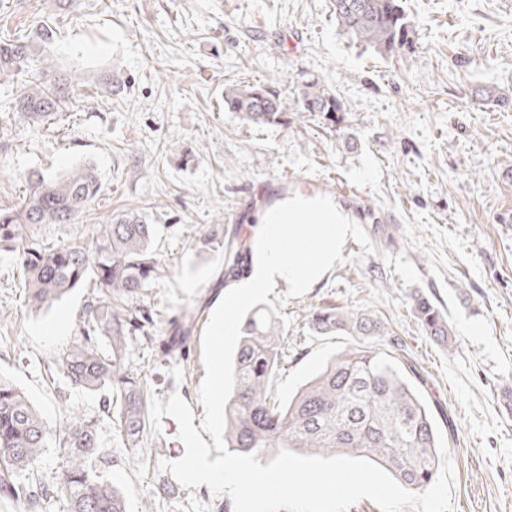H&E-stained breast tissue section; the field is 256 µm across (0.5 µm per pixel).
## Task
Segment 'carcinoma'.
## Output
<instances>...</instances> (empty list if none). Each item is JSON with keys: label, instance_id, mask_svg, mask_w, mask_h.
I'll use <instances>...</instances> for the list:
<instances>
[{"label": "carcinoma", "instance_id": "cac0c4a2", "mask_svg": "<svg viewBox=\"0 0 512 512\" xmlns=\"http://www.w3.org/2000/svg\"><path fill=\"white\" fill-rule=\"evenodd\" d=\"M338 27L381 54L414 51L415 31L401 0H333ZM39 45L26 36L0 37V77L22 84L12 106L18 117L34 123L50 120L69 103L67 78L48 79L33 69ZM224 108L248 123L278 124L288 111L317 113L336 121V95L317 78L302 83L293 104L273 84L224 90ZM101 183L91 165L59 177L31 180L23 206L0 211V247L17 254L26 278L28 304L50 307L93 278L91 300L80 318L78 334L49 368L71 385L101 393L99 414L120 427L130 447L139 443L149 419L145 384L125 367L128 337L153 320L129 305L163 270L152 251L154 225L136 211L94 225L91 235L59 246L40 236L42 224H66L98 194ZM224 274L243 271L244 245L237 237L219 239ZM413 312L422 329L451 347L455 339L440 309L422 294ZM318 336H385L381 324L358 310L318 309L310 313ZM191 324L179 327L163 344L164 358L187 354ZM284 330L271 320L263 327L258 313L244 326L234 360L236 384L225 406V447L240 454L274 457L278 449L302 454L352 455L390 471L404 486L426 490L439 469V430L424 395L426 379L402 356L394 337L381 343L360 341L326 366L291 399L278 403L269 386L279 370ZM48 448L59 451L61 474L52 488L35 474ZM112 463L101 448L97 423L71 417L63 430L53 428L10 381L0 377V494L34 512L56 492L66 512H127L123 493L98 474Z\"/></svg>", "mask_w": 512, "mask_h": 512}]
</instances>
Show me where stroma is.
I'll return each mask as SVG.
<instances>
[{
    "label": "stroma",
    "instance_id": "stroma-1",
    "mask_svg": "<svg viewBox=\"0 0 512 512\" xmlns=\"http://www.w3.org/2000/svg\"><path fill=\"white\" fill-rule=\"evenodd\" d=\"M402 5L411 55L343 35L332 0H0V31L32 37L48 25L41 59L82 80L75 107L41 125L13 114L16 86L0 81V209L21 205L32 175L91 164L99 193L75 223L40 225L44 238L66 243L122 211L150 218L165 272L133 304L158 331L128 341L125 365L161 401L179 393L198 426L201 338L227 287L221 248L200 237L218 225L246 239L257 208L300 185L336 198L359 220L340 264L306 293L271 296L288 336L272 393L288 400L354 343L314 335L309 312H369L422 367L427 399L454 425L440 450L454 512H512V107L482 101L512 95V0ZM109 75L123 94L101 89ZM312 75L342 104L335 123L292 114L250 125L224 108L226 87L273 80L292 100ZM419 293L445 314L454 347L421 329ZM90 298L85 284L32 310L14 252L0 249V377L60 427L99 410V394L48 370ZM62 316L68 328L53 334ZM173 321L192 331L187 358L168 361L161 329ZM98 436L128 512H233L228 495L161 469L185 453L171 417L134 448L111 421L99 420Z\"/></svg>",
    "mask_w": 512,
    "mask_h": 512
}]
</instances>
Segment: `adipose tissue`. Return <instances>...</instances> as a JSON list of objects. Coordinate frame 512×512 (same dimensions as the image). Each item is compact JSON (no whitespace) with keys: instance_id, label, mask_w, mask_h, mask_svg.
I'll use <instances>...</instances> for the list:
<instances>
[{"instance_id":"ef3b65f1","label":"adipose tissue","mask_w":512,"mask_h":512,"mask_svg":"<svg viewBox=\"0 0 512 512\" xmlns=\"http://www.w3.org/2000/svg\"><path fill=\"white\" fill-rule=\"evenodd\" d=\"M356 229L350 208L304 189L260 208L249 227L247 268L231 284L216 336L235 335L233 312L254 299L281 287L303 293L320 284L341 262L342 246Z\"/></svg>"}]
</instances>
